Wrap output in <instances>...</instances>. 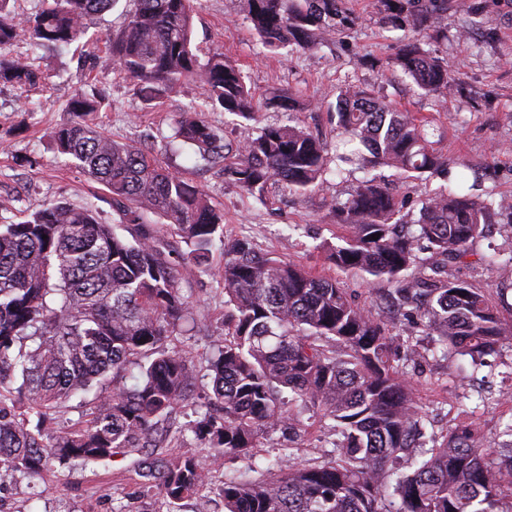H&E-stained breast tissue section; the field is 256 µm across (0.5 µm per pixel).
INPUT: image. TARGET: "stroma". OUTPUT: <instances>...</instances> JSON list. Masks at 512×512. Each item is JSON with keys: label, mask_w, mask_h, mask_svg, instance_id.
I'll list each match as a JSON object with an SVG mask.
<instances>
[{"label": "stroma", "mask_w": 512, "mask_h": 512, "mask_svg": "<svg viewBox=\"0 0 512 512\" xmlns=\"http://www.w3.org/2000/svg\"><path fill=\"white\" fill-rule=\"evenodd\" d=\"M457 1L448 0L444 35L432 42L439 55L447 58L456 84L450 93L424 96L389 65L399 45L414 34L388 29L379 0H343L352 24L326 34L316 49L288 45L275 51L261 44L248 19L246 0H201L192 38L199 57L223 53L257 95L285 92L303 106L292 113L264 110L251 121L211 108L204 88L192 82L163 103L146 104L121 75L94 66L92 55H105L108 38L133 0H118L111 11L89 15L82 36L68 46L12 44L8 53L32 55L46 81L26 92L0 83V224L19 221L46 202L66 201L92 207L127 241L149 236L166 249L187 253L183 239L171 234L157 217H148L142 224L122 221L104 188L53 152L49 133L69 121L66 101L76 91L100 88L107 103L94 114V123L112 139L134 144L200 185L210 203L224 213L225 237L249 239L260 254L335 279L355 305L390 326L393 335H404L405 318L380 308L392 289L390 283L341 271L328 261V246L339 244L348 234L337 224L329 204L346 198L357 180L368 175L393 187L404 200L406 212L413 215L423 198L459 185L482 198L512 201V0H465L476 10L472 18L457 10ZM345 83L431 121L435 147L447 160L446 173L406 179L387 166L354 168L340 175L331 170L318 187L303 194L280 183L249 194L225 178L223 160L205 161L198 148L188 143L173 150L166 147L181 113L188 110L197 111L223 140L235 145L257 137L263 127L295 121L328 147H335L341 134L326 103ZM223 262V247L217 243L209 256L208 272L191 264L182 269L183 291L193 306L195 327L180 335L178 342L197 359L212 353L224 338V293L217 283ZM441 276L466 282L495 304L505 336L498 355L476 373L464 360L435 358L416 364L409 373L414 398L436 432L446 433L465 423L490 441L499 424L512 420V286L497 266L474 255L446 266ZM323 440L317 419L302 414L295 438L278 432L261 439L255 462L209 466L208 485L217 489L226 475L238 470L256 480L264 478L268 459L287 442L296 449V461L321 462L326 457ZM0 500L11 512L162 509L156 493L141 491L134 457L123 454L83 470L59 467L41 479L4 485Z\"/></svg>", "instance_id": "obj_1"}]
</instances>
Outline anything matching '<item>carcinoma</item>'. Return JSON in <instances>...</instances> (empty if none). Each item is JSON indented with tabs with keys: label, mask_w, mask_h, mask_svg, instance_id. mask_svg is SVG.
<instances>
[{
	"label": "carcinoma",
	"mask_w": 512,
	"mask_h": 512,
	"mask_svg": "<svg viewBox=\"0 0 512 512\" xmlns=\"http://www.w3.org/2000/svg\"><path fill=\"white\" fill-rule=\"evenodd\" d=\"M387 23L420 38L400 46L391 65L424 94L452 88L448 63L428 48L441 33L444 5L436 0H380ZM0 0V48L18 37L68 45L84 19L116 0H47L27 15ZM248 18L262 44L315 48L319 37L347 19L341 0H247ZM199 0H135L112 34V70L148 101L161 102L185 81H199L211 102L250 120L267 108L295 110L291 96H258L240 70L215 53L192 50ZM41 79L27 59L0 53V81L19 88ZM102 93L76 94L65 106L72 119L51 132L56 151L102 185L129 224L148 215L166 221L190 246L167 253L145 237L130 243L92 210L53 201L19 222L0 224V487L43 474L53 462L69 469L112 459L118 452L181 445L186 432L213 464L254 458L260 439L293 429L291 410L312 411L331 437L333 454L318 465L293 461L291 445L269 462V478L224 479V512H512V420L492 448L468 425L438 436L425 431L406 363L450 353L485 366L503 330L495 306L467 284L437 281L441 264L458 262L499 225L512 242V204L473 199L459 189L430 196L401 224L395 193L375 177L331 202L336 223L350 229L327 259L342 271L394 285L391 307L409 309L411 326L437 339L430 346L394 338L355 306L333 279L279 258L259 257L244 239L224 242L218 272L224 292V330L217 354L195 364L176 344L194 321L181 288L180 267L208 264L224 215L198 186L170 172L139 148L112 140L86 116L101 110ZM340 130L354 149L336 154L351 163L391 165L423 175L443 170L431 125L351 86L336 89ZM175 137L207 158L224 159V176L242 190L282 182L307 192L331 162L325 145L294 124L265 127L237 148L206 121L182 119ZM378 239H372V235ZM430 253L421 257L422 251ZM486 262L512 266V247H492ZM415 269L406 278L409 269ZM138 369L136 382H123ZM209 391L197 399L198 379ZM92 399H87L88 394ZM81 397L85 417L59 421ZM187 407L198 419L173 428ZM144 485L157 490L166 512H177L207 483L202 460L172 455L144 462Z\"/></svg>",
	"instance_id": "carcinoma-1"
}]
</instances>
